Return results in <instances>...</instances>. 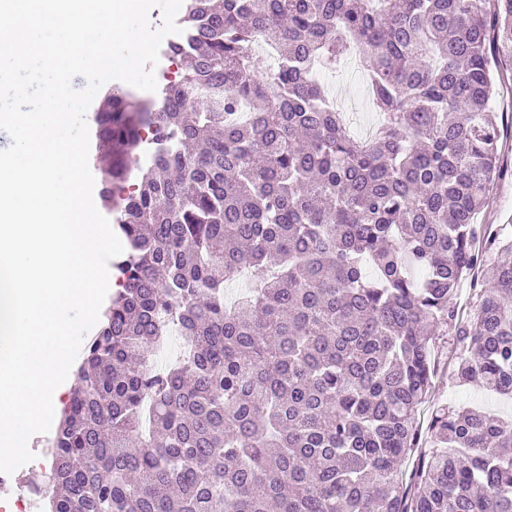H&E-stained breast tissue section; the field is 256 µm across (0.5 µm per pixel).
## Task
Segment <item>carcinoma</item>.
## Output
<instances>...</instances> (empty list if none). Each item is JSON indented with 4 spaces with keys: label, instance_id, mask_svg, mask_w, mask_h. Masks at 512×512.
Listing matches in <instances>:
<instances>
[{
    "label": "carcinoma",
    "instance_id": "obj_1",
    "mask_svg": "<svg viewBox=\"0 0 512 512\" xmlns=\"http://www.w3.org/2000/svg\"><path fill=\"white\" fill-rule=\"evenodd\" d=\"M382 2L186 0L157 99L105 92L95 161L128 250L46 512H512V418L441 407L428 448L417 423L449 331L456 382L512 399V259L483 260L512 232L475 223L502 175L512 0ZM353 50L382 115L365 141L313 79Z\"/></svg>",
    "mask_w": 512,
    "mask_h": 512
}]
</instances>
